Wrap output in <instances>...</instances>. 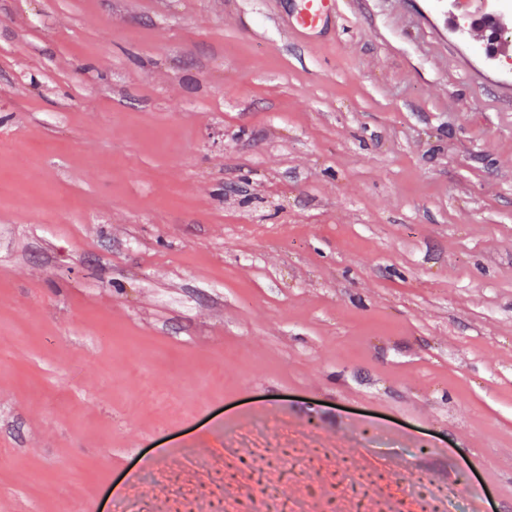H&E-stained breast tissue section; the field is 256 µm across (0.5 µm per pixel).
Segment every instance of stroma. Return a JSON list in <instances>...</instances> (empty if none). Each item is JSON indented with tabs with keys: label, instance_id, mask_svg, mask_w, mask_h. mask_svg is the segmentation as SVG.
Wrapping results in <instances>:
<instances>
[{
	"label": "stroma",
	"instance_id": "35a3bbf8",
	"mask_svg": "<svg viewBox=\"0 0 512 512\" xmlns=\"http://www.w3.org/2000/svg\"><path fill=\"white\" fill-rule=\"evenodd\" d=\"M335 2L0 0V512H512V10ZM332 4V0H301L300 9L293 22L295 33L318 27Z\"/></svg>",
	"mask_w": 512,
	"mask_h": 512
}]
</instances>
